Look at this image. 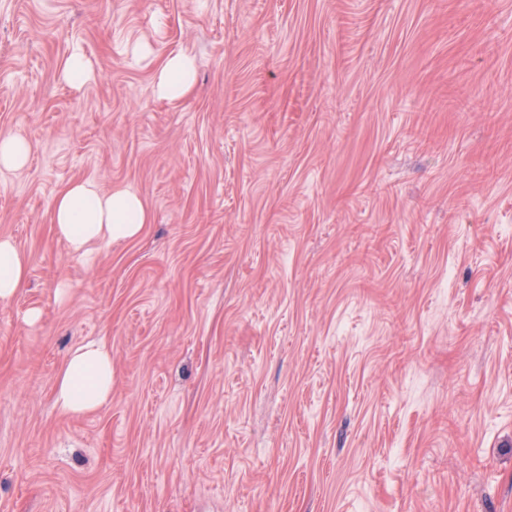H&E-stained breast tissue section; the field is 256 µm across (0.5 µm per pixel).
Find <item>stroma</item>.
<instances>
[{"label": "stroma", "instance_id": "35a3bbf8", "mask_svg": "<svg viewBox=\"0 0 512 512\" xmlns=\"http://www.w3.org/2000/svg\"><path fill=\"white\" fill-rule=\"evenodd\" d=\"M9 135L0 512H512V0H0ZM83 179L151 215L89 262ZM64 78L74 86H81L89 77L90 68L79 50H75L64 65ZM195 59L187 52L171 56L163 66L156 83V93L168 100L187 95L194 83ZM31 146L28 141L19 136H1L0 138V168L22 169L29 160ZM150 214L141 198L127 188L103 190L95 180L75 181L52 204V224L70 253L87 259L97 245L140 235ZM27 258L12 238L0 236V301L16 296L27 277ZM112 397V351L101 343L75 347L62 363L56 405L64 414L94 411Z\"/></svg>", "mask_w": 512, "mask_h": 512}]
</instances>
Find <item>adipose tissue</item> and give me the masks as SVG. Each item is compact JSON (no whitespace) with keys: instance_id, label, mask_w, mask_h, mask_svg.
Returning <instances> with one entry per match:
<instances>
[{"instance_id":"adipose-tissue-1","label":"adipose tissue","mask_w":512,"mask_h":512,"mask_svg":"<svg viewBox=\"0 0 512 512\" xmlns=\"http://www.w3.org/2000/svg\"><path fill=\"white\" fill-rule=\"evenodd\" d=\"M195 60L186 52L171 56L156 83L168 100L187 95L194 83ZM150 220L141 198L126 188L102 189L91 179L62 189L52 204V222L72 255L89 258L95 246L140 235ZM27 277V258L12 238L0 236V301L16 296ZM112 396V352L101 343L75 347L62 363L55 399L60 411L77 415L100 408Z\"/></svg>"}]
</instances>
